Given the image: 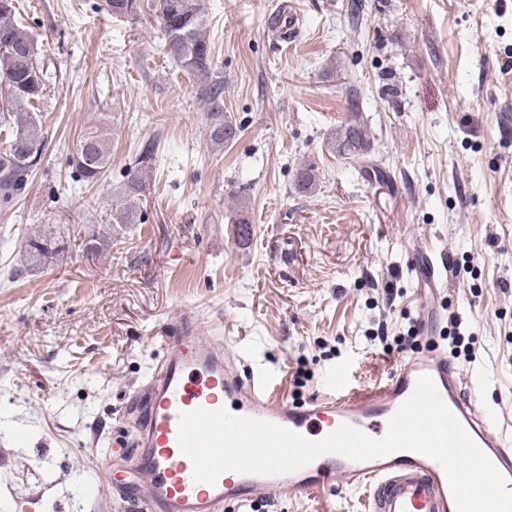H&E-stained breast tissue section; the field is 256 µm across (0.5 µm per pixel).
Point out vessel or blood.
<instances>
[{
	"label": "vessel or blood",
	"instance_id": "vessel-or-blood-1",
	"mask_svg": "<svg viewBox=\"0 0 512 512\" xmlns=\"http://www.w3.org/2000/svg\"><path fill=\"white\" fill-rule=\"evenodd\" d=\"M413 276L430 290L422 307L433 312L442 286L435 254L418 248L408 257ZM430 375L449 409L495 468L512 481V426L496 417L467 387L447 350L432 344L401 361L379 384L349 388L345 367L333 369L327 393L285 404L276 379L263 367L246 366L226 337H202L194 312L182 310L154 370L123 403L135 433L120 449H94L96 466L119 512H242L278 492L325 493L345 486L366 490L368 512H455L446 473L435 460L413 451L352 461L318 458L281 476L221 474L209 485L193 479V465L178 445V415L202 407L226 408L236 416L271 421L317 440L347 423L372 438L383 437L388 421L410 396L419 376Z\"/></svg>",
	"mask_w": 512,
	"mask_h": 512
}]
</instances>
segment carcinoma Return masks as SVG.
I'll list each match as a JSON object with an SVG mask.
<instances>
[{
  "label": "carcinoma",
  "instance_id": "carcinoma-1",
  "mask_svg": "<svg viewBox=\"0 0 512 512\" xmlns=\"http://www.w3.org/2000/svg\"><path fill=\"white\" fill-rule=\"evenodd\" d=\"M108 12L132 20L143 8L153 12L165 36L167 54L192 80L206 107L210 140L217 146L234 141L239 127L224 113V73L207 37L208 18L203 0H105ZM14 0H0V207L10 208L24 193L29 177L38 168L48 136L36 102L46 90L50 74L39 59L33 33L15 19ZM330 147L341 155L359 156L367 150L366 133L360 124L347 123L336 132ZM112 138L105 124H92L76 143L68 163L81 180L95 183L111 165ZM153 162L146 149L129 167L119 190L105 209L104 224L85 239L86 251L99 254L112 249V236L130 224L142 221L137 206L144 193L143 170ZM316 169L303 165L296 172V185L306 191L314 185ZM30 265L41 268L53 262L63 246L54 233L30 238L25 244Z\"/></svg>",
  "mask_w": 512,
  "mask_h": 512
}]
</instances>
